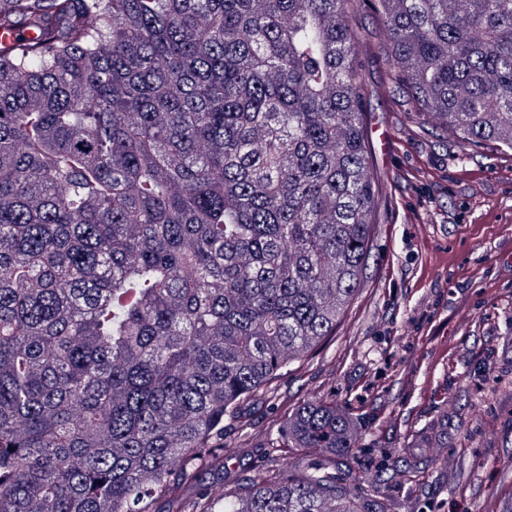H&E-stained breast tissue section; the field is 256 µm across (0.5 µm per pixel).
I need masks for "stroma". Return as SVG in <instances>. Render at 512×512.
<instances>
[{"label": "stroma", "mask_w": 512, "mask_h": 512, "mask_svg": "<svg viewBox=\"0 0 512 512\" xmlns=\"http://www.w3.org/2000/svg\"><path fill=\"white\" fill-rule=\"evenodd\" d=\"M352 24L376 180L361 285L279 381L289 404L346 408L358 459L336 470L366 512H512V152L458 159L446 132L391 94L387 28L372 0ZM254 399L224 421L223 499L276 431Z\"/></svg>", "instance_id": "35a3bbf8"}]
</instances>
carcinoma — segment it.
<instances>
[{"instance_id": "cac0c4a2", "label": "carcinoma", "mask_w": 512, "mask_h": 512, "mask_svg": "<svg viewBox=\"0 0 512 512\" xmlns=\"http://www.w3.org/2000/svg\"><path fill=\"white\" fill-rule=\"evenodd\" d=\"M349 2L0 0V512H361L331 401L224 502L204 484L369 254ZM378 3L416 110L512 150V0Z\"/></svg>"}]
</instances>
